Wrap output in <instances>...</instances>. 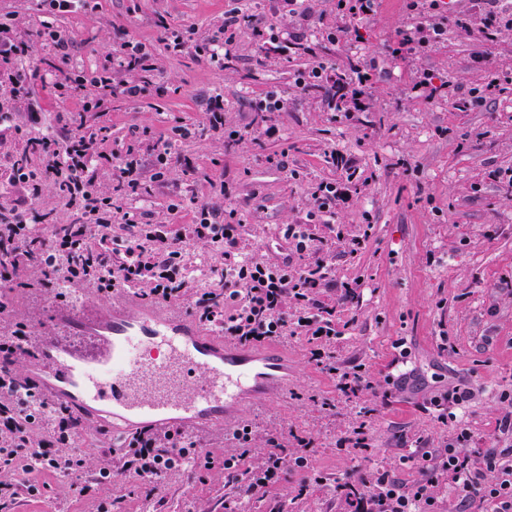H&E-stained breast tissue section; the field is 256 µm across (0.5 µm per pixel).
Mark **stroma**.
Instances as JSON below:
<instances>
[{"mask_svg":"<svg viewBox=\"0 0 512 512\" xmlns=\"http://www.w3.org/2000/svg\"><path fill=\"white\" fill-rule=\"evenodd\" d=\"M408 3L379 0L372 16L351 23L338 0H309L304 22L280 16L276 0H93L87 10L52 15L36 0H0V15L15 16L31 39L21 65L35 80L14 105V124L26 125L34 114L39 129L52 133L58 114L67 113L81 131H104L108 153L124 152L134 130L155 138L195 125L193 137L173 142L167 176L134 202L152 221L165 220L175 204L186 223L197 206L232 207L246 253L297 267L301 261L281 225L304 221L316 184L335 181L346 192L330 222L315 224L313 232L337 283L356 290L353 300L335 305L336 356L365 364L375 389L347 398L311 362L310 338L289 337L282 346L291 370L288 398L258 405L250 419L307 433L314 470H289L245 512H275L283 501L292 512H349L337 482L360 481L379 467L415 481L418 474L402 466V455L438 447L455 431L454 423H441L420 406L452 384L475 390L457 412L472 447L512 444L498 430L499 389L512 384V29L494 45L477 30L462 29L459 20L478 18L485 4L459 0L439 40L402 55L398 42L419 21ZM230 9L248 23L234 30L225 66L170 52L174 31L190 24L195 40L220 38ZM46 21L69 39L68 58L41 40ZM272 24L330 45L332 72L367 66L360 109L331 102L324 90L297 87L296 78L315 61L290 48L266 53L253 30ZM329 26L336 29L332 45ZM127 39L145 42L154 56L146 93L84 111V102L101 94L89 81L92 72ZM427 70L447 84L446 96H415L412 86ZM64 77L84 83L74 96L55 97L50 86ZM492 80L497 90L489 95ZM271 91L288 104L264 121L255 104ZM216 95L224 99L225 126L245 130L243 140L227 142L210 128L207 101ZM0 299L13 321L34 331L48 326L61 304L56 289L5 281ZM401 354L410 379L393 390L386 378ZM387 390L391 398L382 399ZM359 425L371 447L337 448V437ZM202 439L212 466L173 472L161 487L116 472L82 495L50 471L29 472V489L13 512H97L110 502L118 512H226L235 499L224 481V434Z\"/></svg>","mask_w":512,"mask_h":512,"instance_id":"1","label":"stroma"}]
</instances>
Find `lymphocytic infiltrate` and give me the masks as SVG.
I'll return each instance as SVG.
<instances>
[{
  "label": "lymphocytic infiltrate",
  "mask_w": 512,
  "mask_h": 512,
  "mask_svg": "<svg viewBox=\"0 0 512 512\" xmlns=\"http://www.w3.org/2000/svg\"><path fill=\"white\" fill-rule=\"evenodd\" d=\"M13 29V20L0 16V67L8 68L5 82L18 96L25 90L24 80L11 62L25 55L28 45L14 38ZM155 69L146 45L127 40L118 57L93 73L91 80L112 95L135 98L145 91L146 79ZM119 71L134 74V81L114 82L113 75ZM22 133L27 144L39 150L45 165L38 173L12 165L11 186L32 197L40 193L46 175L54 174L65 184L64 196L73 219L42 238L24 204L6 213L0 211V248L12 255L0 265L6 280L26 275L46 288L52 279L62 276L73 284H94L103 292L127 289L145 299L186 300L199 322L242 346L279 341L301 332L316 340L311 359L323 372L336 377L340 390L355 395L371 389L362 366L348 367L336 358L334 309L321 299L320 291L337 289L342 299L348 300L354 289L337 286L327 263L316 256L315 238L307 225L287 224L282 231L295 253L313 258V265L302 269L257 260L243 252L236 225L224 222L208 207H199L191 223L185 224L174 206L165 223L155 224L129 206V199L148 193L151 184L161 179L160 169L171 158L169 142L158 139L151 143L159 165L158 171L151 173L132 151L101 156V138L96 134L71 133L59 142L28 127ZM99 157L113 169L117 195L102 192L96 181L91 163ZM37 238L43 245L34 263L27 245ZM188 240L219 251L223 264L213 267L212 273L223 282L222 292L194 287L195 259L184 246ZM29 341L23 324L0 336V512H8L22 485L21 474L35 470H50L82 493L92 481L106 480L116 471L150 484L175 469L198 463L197 442L177 429L136 434L124 450H104L99 467L89 469L80 447L81 418L67 407L52 404L17 369ZM470 438L464 428L441 448L403 456V465L421 473L414 484H405L391 471L379 469L364 487L347 482L339 485L338 491L351 512H442L435 489L443 483L458 500V512H467L473 502L478 505L477 512H512V466L502 463L504 457L512 456V449L470 450L466 447ZM230 441L234 449L224 455V477L235 484L240 501L277 484L287 465H310L309 442L297 435L289 438L245 425L232 432ZM258 443L264 445V452L249 467H242L243 451Z\"/></svg>",
  "instance_id": "obj_1"
}]
</instances>
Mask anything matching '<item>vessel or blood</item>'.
Here are the masks:
<instances>
[{
	"instance_id": "vessel-or-blood-1",
	"label": "vessel or blood",
	"mask_w": 512,
	"mask_h": 512,
	"mask_svg": "<svg viewBox=\"0 0 512 512\" xmlns=\"http://www.w3.org/2000/svg\"><path fill=\"white\" fill-rule=\"evenodd\" d=\"M70 335L93 344V355L77 354ZM28 349L30 375L46 397L108 430L116 447L138 431L226 428L243 408L288 389L279 347L242 348L128 290L105 307L67 304ZM189 368L204 381L188 382Z\"/></svg>"
}]
</instances>
